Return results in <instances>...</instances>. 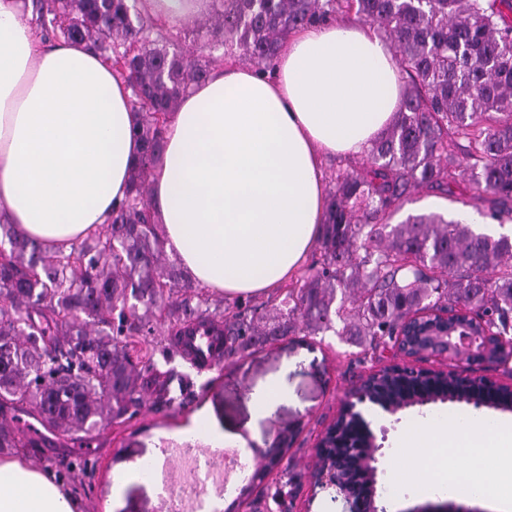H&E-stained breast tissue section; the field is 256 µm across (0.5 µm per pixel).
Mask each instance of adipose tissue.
Returning <instances> with one entry per match:
<instances>
[{
	"instance_id": "adipose-tissue-1",
	"label": "adipose tissue",
	"mask_w": 512,
	"mask_h": 512,
	"mask_svg": "<svg viewBox=\"0 0 512 512\" xmlns=\"http://www.w3.org/2000/svg\"><path fill=\"white\" fill-rule=\"evenodd\" d=\"M177 24L211 0H142ZM402 101L399 67L369 24L323 22L280 47L272 73L215 67L170 116L152 170L164 249L202 287L238 302L287 280L318 240L319 163L369 149ZM127 82L85 44H42L22 0H0V218L53 251L105 224L141 154ZM415 496L461 498L458 461L494 456L480 499L512 512V422L432 420L404 435ZM53 475L0 459V512H80Z\"/></svg>"
}]
</instances>
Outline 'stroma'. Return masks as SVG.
Segmentation results:
<instances>
[{
  "label": "stroma",
  "instance_id": "35a3bbf8",
  "mask_svg": "<svg viewBox=\"0 0 512 512\" xmlns=\"http://www.w3.org/2000/svg\"><path fill=\"white\" fill-rule=\"evenodd\" d=\"M464 194H448L439 189L423 188L392 221L400 223L407 215L440 213L451 217L464 209ZM168 345L164 333L141 339L143 350L150 352L157 372L175 370L188 375L190 385L184 406L157 410L144 407L124 424H105L90 443L72 442L46 433L40 448L1 450V457H11L28 465L49 470L82 501V512H175L169 498L154 494L144 484L126 486L120 499L112 497V475L128 469L161 449L162 435L187 431L198 414L214 420L222 431L236 437V450L250 452L282 441H289L288 464L292 484L275 490L262 486L254 490L255 508L259 512H346L347 503L334 489H311L307 476L315 459V445L324 428L335 418L346 394L365 375L389 365V358L374 359L361 348L343 342L334 332L298 345L278 341L264 350L242 358L226 360L223 368L197 369L181 355L166 356ZM282 376L288 384V396L266 419L252 421L250 394L270 379ZM467 406L458 403L411 407L390 415H373V432H384L383 454L378 458L377 489L380 505L387 512H412L417 503L409 492L395 495L385 489L387 465L393 448L410 428L425 419L444 415L454 420L468 416ZM81 455L95 462L93 471L74 467ZM207 493L223 498L230 512H250L238 503L235 495L225 494L220 485H210Z\"/></svg>",
  "mask_w": 512,
  "mask_h": 512
}]
</instances>
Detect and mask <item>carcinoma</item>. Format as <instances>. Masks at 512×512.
<instances>
[{"label":"carcinoma","instance_id":"cac0c4a2","mask_svg":"<svg viewBox=\"0 0 512 512\" xmlns=\"http://www.w3.org/2000/svg\"><path fill=\"white\" fill-rule=\"evenodd\" d=\"M211 25L224 31V54L243 48L261 72L294 31L354 14L397 46L409 88L391 126L368 150L370 165L336 176L328 195L320 258L280 292V301L213 306L205 289L164 259L148 196V177L165 124L191 86L218 58L184 53L166 28L142 21L135 0H32L46 38L83 42L130 83L142 152L127 200L110 222L50 253L13 224H0V448H37L34 415L62 436L92 439L99 424L122 423L143 406L140 337L158 328L177 339L202 332L230 359L289 336L334 328L364 353L395 346L409 315L464 308L492 332L489 352L512 355V237L477 233L438 213L394 212L420 187L450 186L467 175L498 206L487 217L512 221V0H215ZM474 144L462 163L454 136ZM340 304H335V301ZM166 374L154 405L175 402ZM433 397L467 401L478 389L455 376ZM399 407L425 388L385 373L374 386ZM364 425L348 411L336 421V461L353 484L369 487ZM270 472L249 471L244 495Z\"/></svg>","mask_w":512,"mask_h":512}]
</instances>
